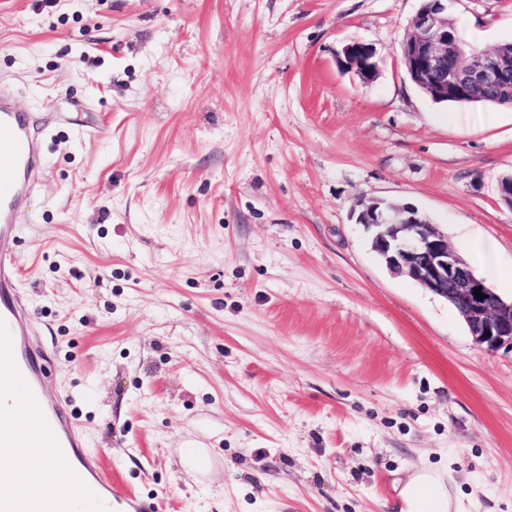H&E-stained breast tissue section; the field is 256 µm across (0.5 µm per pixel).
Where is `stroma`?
Instances as JSON below:
<instances>
[{
    "label": "stroma",
    "instance_id": "1",
    "mask_svg": "<svg viewBox=\"0 0 512 512\" xmlns=\"http://www.w3.org/2000/svg\"><path fill=\"white\" fill-rule=\"evenodd\" d=\"M421 0H0V84L48 117L22 299L87 450L160 512H392L429 467L512 512V352L389 272L360 201L512 268V109L400 65ZM474 48L512 0H448ZM377 50L368 83L349 42ZM207 449L205 475L185 450ZM376 51L372 45L354 41L344 45L336 56V65L342 72H354L364 82L374 80L378 73ZM472 253L479 264L488 268L492 274L496 276L501 274L498 266L499 247L494 239L475 238L472 244Z\"/></svg>",
    "mask_w": 512,
    "mask_h": 512
}]
</instances>
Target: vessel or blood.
<instances>
[{"label": "vessel or blood", "instance_id": "b4317fda", "mask_svg": "<svg viewBox=\"0 0 512 512\" xmlns=\"http://www.w3.org/2000/svg\"><path fill=\"white\" fill-rule=\"evenodd\" d=\"M41 134L34 118L19 111L11 94L0 91V445L20 450L42 449L61 458L66 468L65 492L34 496L17 480L0 478V512H158L157 502L121 493L96 455L86 452L77 424L60 401L44 387L42 350L31 331L33 310L18 297L14 253L20 235L18 218L26 208L44 161ZM32 415L24 424L14 405Z\"/></svg>", "mask_w": 512, "mask_h": 512}]
</instances>
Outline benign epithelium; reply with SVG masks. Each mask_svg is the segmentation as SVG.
Listing matches in <instances>:
<instances>
[{"label": "benign epithelium", "instance_id": "obj_1", "mask_svg": "<svg viewBox=\"0 0 512 512\" xmlns=\"http://www.w3.org/2000/svg\"><path fill=\"white\" fill-rule=\"evenodd\" d=\"M372 45L354 41L336 56L343 72L363 81L378 73ZM405 73L435 102L462 100L475 91L495 95L512 91V48L464 51L448 22L446 0H422L402 41ZM372 251L395 275L414 280L452 305L476 346L512 352V299L505 300L477 276L448 234L413 205L376 200L357 214ZM485 298H476L474 291Z\"/></svg>", "mask_w": 512, "mask_h": 512}]
</instances>
